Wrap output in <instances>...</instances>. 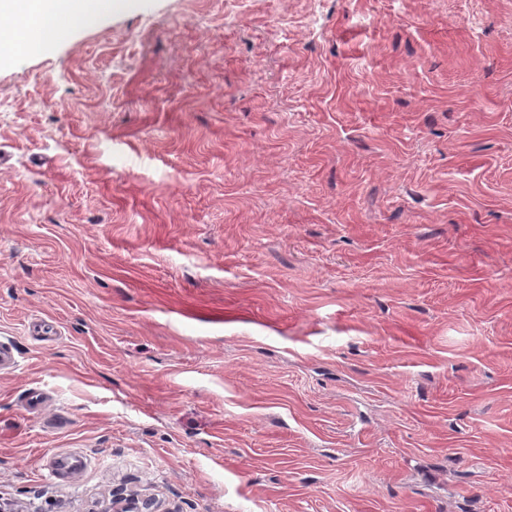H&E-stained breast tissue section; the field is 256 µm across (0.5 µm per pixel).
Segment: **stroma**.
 I'll return each instance as SVG.
<instances>
[{
  "instance_id": "1",
  "label": "stroma",
  "mask_w": 512,
  "mask_h": 512,
  "mask_svg": "<svg viewBox=\"0 0 512 512\" xmlns=\"http://www.w3.org/2000/svg\"><path fill=\"white\" fill-rule=\"evenodd\" d=\"M0 340L2 503L512 512V0L0 49Z\"/></svg>"
}]
</instances>
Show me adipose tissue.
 Instances as JSON below:
<instances>
[{
    "label": "adipose tissue",
    "mask_w": 512,
    "mask_h": 512,
    "mask_svg": "<svg viewBox=\"0 0 512 512\" xmlns=\"http://www.w3.org/2000/svg\"><path fill=\"white\" fill-rule=\"evenodd\" d=\"M126 0H0V16L11 19L0 31V42L23 53L33 52L61 37L67 28L96 24L102 12L123 6Z\"/></svg>",
    "instance_id": "obj_1"
}]
</instances>
